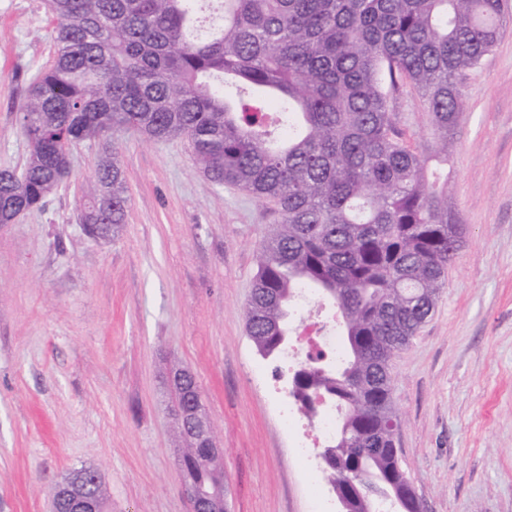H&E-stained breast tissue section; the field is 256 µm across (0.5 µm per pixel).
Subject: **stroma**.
Segmentation results:
<instances>
[{"label":"stroma","mask_w":512,"mask_h":512,"mask_svg":"<svg viewBox=\"0 0 512 512\" xmlns=\"http://www.w3.org/2000/svg\"><path fill=\"white\" fill-rule=\"evenodd\" d=\"M53 27L43 0H0V169L26 162L15 111L24 75L54 61ZM461 82L448 177L463 244L392 362L399 462L426 512H512V26ZM390 107L414 143L430 140L416 97ZM114 142L130 197L117 238L78 223L88 144L43 207L0 224V512H50L53 489L83 467L105 480L110 512H189L175 366L194 374L224 448L230 512H339L278 417L276 361L246 330L273 205L206 179L184 140Z\"/></svg>","instance_id":"obj_1"}]
</instances>
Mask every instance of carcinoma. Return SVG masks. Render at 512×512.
Here are the masks:
<instances>
[{
	"instance_id": "1",
	"label": "carcinoma",
	"mask_w": 512,
	"mask_h": 512,
	"mask_svg": "<svg viewBox=\"0 0 512 512\" xmlns=\"http://www.w3.org/2000/svg\"><path fill=\"white\" fill-rule=\"evenodd\" d=\"M54 64L16 109L24 168L0 170V224L71 174L72 150L98 146L80 223L117 237L128 186L109 132L183 138L199 173L271 203L246 326L264 358L288 348L299 289L341 316L342 359L288 376L307 418L323 395L336 435L320 453L343 512H421L399 464L391 361L433 314L463 224L448 181V139L465 109L461 76L512 22V0H44ZM424 105L432 140L411 145L394 96ZM187 485L224 482L207 449L175 423ZM108 512L103 482L90 488Z\"/></svg>"
}]
</instances>
